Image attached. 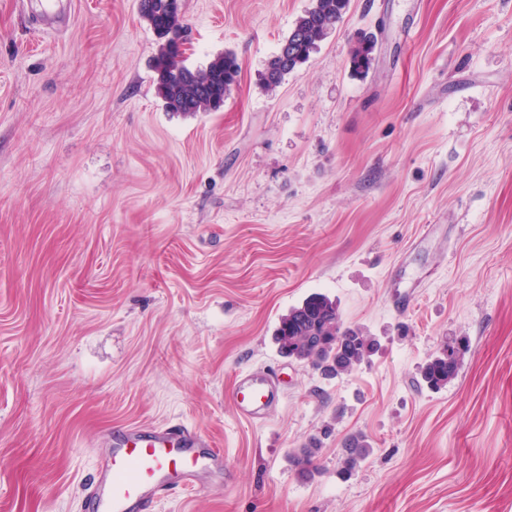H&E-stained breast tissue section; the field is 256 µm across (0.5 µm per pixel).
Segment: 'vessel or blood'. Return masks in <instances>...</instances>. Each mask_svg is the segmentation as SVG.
Masks as SVG:
<instances>
[{"label":"vessel or blood","mask_w":512,"mask_h":512,"mask_svg":"<svg viewBox=\"0 0 512 512\" xmlns=\"http://www.w3.org/2000/svg\"><path fill=\"white\" fill-rule=\"evenodd\" d=\"M281 399L277 379L264 371L239 373L231 393L237 415L251 422L265 420ZM223 465V451L190 427L126 426L112 434V446L87 489V510L152 512L161 500Z\"/></svg>","instance_id":"obj_1"}]
</instances>
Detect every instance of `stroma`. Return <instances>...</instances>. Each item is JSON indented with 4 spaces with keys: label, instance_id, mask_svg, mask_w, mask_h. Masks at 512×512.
<instances>
[{
    "label": "stroma",
    "instance_id": "stroma-1",
    "mask_svg": "<svg viewBox=\"0 0 512 512\" xmlns=\"http://www.w3.org/2000/svg\"><path fill=\"white\" fill-rule=\"evenodd\" d=\"M181 4L188 66L240 61L219 110L164 109L138 0L47 25L0 0V512H85L113 428L177 423L224 467L155 512H512V0H350L272 93L311 0ZM318 294L378 341L349 375L274 342ZM247 370L284 390L261 423L230 400ZM353 434L372 452L343 479ZM375 47L372 37L360 38L355 42L350 52V64L354 72L363 75L368 73ZM468 345L462 341L448 342L433 355L422 367L423 382L431 389L446 387L458 377ZM320 451V441L313 438L302 448H298L290 454L289 461L299 476L307 479L317 471L316 462Z\"/></svg>",
    "mask_w": 512,
    "mask_h": 512
}]
</instances>
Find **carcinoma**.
Returning <instances> with one entry per match:
<instances>
[{
	"instance_id": "carcinoma-1",
	"label": "carcinoma",
	"mask_w": 512,
	"mask_h": 512,
	"mask_svg": "<svg viewBox=\"0 0 512 512\" xmlns=\"http://www.w3.org/2000/svg\"><path fill=\"white\" fill-rule=\"evenodd\" d=\"M350 0H312V5L295 22L263 74L265 89L279 87L285 76L305 64L318 44L344 19ZM140 11L160 42L154 57L156 92L168 112L182 115L216 111L224 105L241 70L232 51L216 55L207 65L191 68L184 63L180 22V0H139ZM376 43L371 37L358 39L350 52L352 70L368 73ZM367 334L358 326L344 323L336 301L313 296L281 317L275 331L279 352L296 361L322 368V374L338 378L351 374L369 361ZM468 345L452 341L422 367L423 382L440 390L458 377ZM321 451L318 439L294 450L289 461L305 479L317 471ZM372 448L361 434L351 435L342 445L337 474L351 476L370 455Z\"/></svg>"
}]
</instances>
